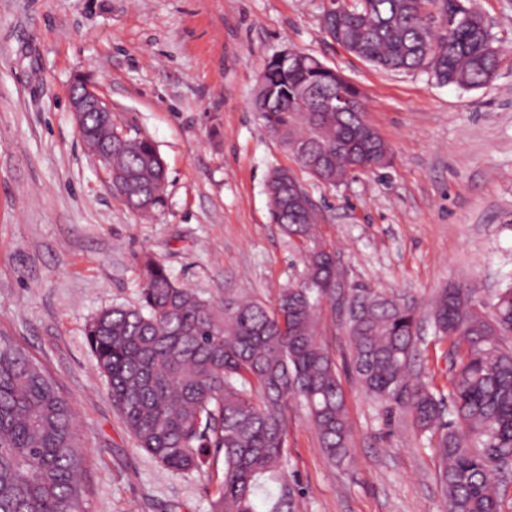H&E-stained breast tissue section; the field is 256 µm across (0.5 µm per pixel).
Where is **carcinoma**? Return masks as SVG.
Wrapping results in <instances>:
<instances>
[{
	"mask_svg": "<svg viewBox=\"0 0 512 512\" xmlns=\"http://www.w3.org/2000/svg\"><path fill=\"white\" fill-rule=\"evenodd\" d=\"M472 0H351L324 31L387 71L424 69L441 85L488 83L499 52ZM265 66L253 101L268 131L317 181L336 185L390 163L377 131L364 130L360 89L318 72L315 57ZM352 99L325 112L338 89ZM166 165L146 136L112 138V192L136 212L164 205ZM284 168L266 183L271 218L308 243L305 281L276 305L230 298L221 311L179 284L153 256L142 261L139 304L101 312L85 334L112 404L139 448L176 473L200 471L209 450L224 476L209 512H296L288 479V410L307 407L326 458L350 459L351 430L336 365L318 328L336 300L335 254L318 246L312 208L288 205ZM347 319L356 377L389 412L405 409L433 440L446 512H501L500 479L512 466V283L486 304L471 285H451L428 312L434 341L452 343L447 391L415 375L418 309L405 295L351 289ZM86 437L69 395L24 347L0 333V512H88Z\"/></svg>",
	"mask_w": 512,
	"mask_h": 512,
	"instance_id": "cac0c4a2",
	"label": "carcinoma"
}]
</instances>
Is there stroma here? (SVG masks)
Here are the masks:
<instances>
[{"mask_svg": "<svg viewBox=\"0 0 512 512\" xmlns=\"http://www.w3.org/2000/svg\"><path fill=\"white\" fill-rule=\"evenodd\" d=\"M473 5L500 66L464 90L347 52L320 25L323 0H0V330L72 397L93 460L89 512H209L222 458L175 474L138 448L85 326L138 304L146 253L217 307L240 295L271 306L300 285L304 245L270 220L273 169H290L310 197L342 288L406 293L423 310L452 284L489 301L512 282V0ZM288 48L360 88L388 167L322 183L268 132L252 103L265 64ZM81 77L99 86L118 128L157 146L167 166L158 211L130 210L82 144L69 101ZM320 332L352 461L330 464L292 404L287 470L299 512H444L429 439L365 394L332 302ZM420 334L417 369L446 385L449 342L434 344L427 322Z\"/></svg>", "mask_w": 512, "mask_h": 512, "instance_id": "35a3bbf8", "label": "stroma"}]
</instances>
